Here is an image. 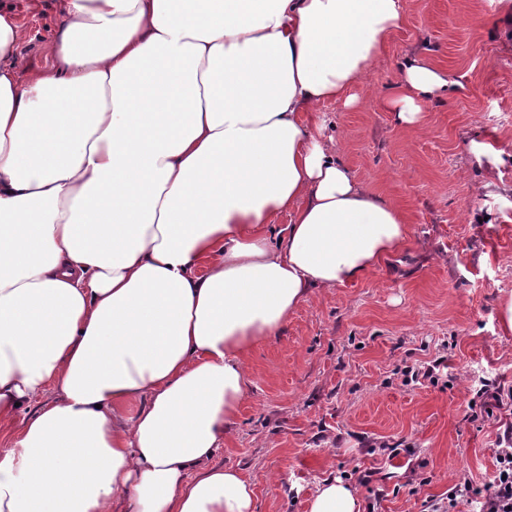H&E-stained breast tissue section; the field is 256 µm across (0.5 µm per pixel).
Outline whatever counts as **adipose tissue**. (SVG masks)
Returning a JSON list of instances; mask_svg holds the SVG:
<instances>
[{
  "label": "adipose tissue",
  "instance_id": "1",
  "mask_svg": "<svg viewBox=\"0 0 512 512\" xmlns=\"http://www.w3.org/2000/svg\"><path fill=\"white\" fill-rule=\"evenodd\" d=\"M57 7L27 80L0 10V512H254L214 461L254 345L409 237L310 123L358 104L405 0ZM447 85L407 59L397 125ZM309 512L361 502L326 478Z\"/></svg>",
  "mask_w": 512,
  "mask_h": 512
}]
</instances>
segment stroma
<instances>
[{
	"label": "stroma",
	"instance_id": "stroma-1",
	"mask_svg": "<svg viewBox=\"0 0 512 512\" xmlns=\"http://www.w3.org/2000/svg\"><path fill=\"white\" fill-rule=\"evenodd\" d=\"M0 4L21 27V76L51 67L55 0ZM500 14L498 0H406L357 88L362 107L319 109L341 162L404 213L409 240L366 277L312 289L281 335L250 353L251 389L215 460L254 482L256 512H307L330 476L356 484L361 503L379 501L378 512H430L463 479L495 474V440L512 426V333L497 315L512 296V27ZM417 55L449 87L409 132L387 102ZM474 141L489 146L480 166ZM439 357L438 382L407 381L408 368ZM486 384L504 395L490 415L479 410Z\"/></svg>",
	"mask_w": 512,
	"mask_h": 512
}]
</instances>
